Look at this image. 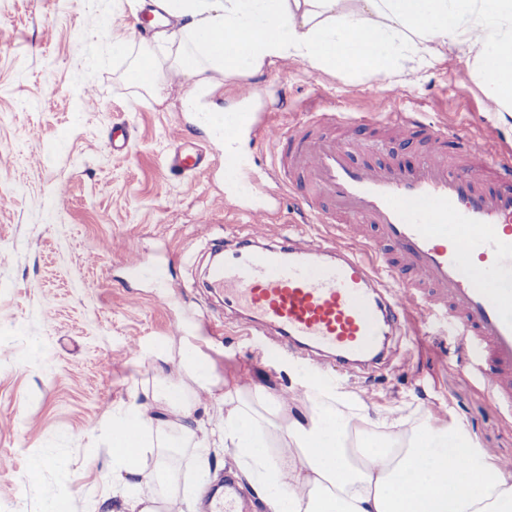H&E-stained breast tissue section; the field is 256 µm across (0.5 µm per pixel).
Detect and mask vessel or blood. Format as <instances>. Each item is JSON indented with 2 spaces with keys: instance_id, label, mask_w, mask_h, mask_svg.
Here are the masks:
<instances>
[{
  "instance_id": "obj_1",
  "label": "vessel or blood",
  "mask_w": 512,
  "mask_h": 512,
  "mask_svg": "<svg viewBox=\"0 0 512 512\" xmlns=\"http://www.w3.org/2000/svg\"><path fill=\"white\" fill-rule=\"evenodd\" d=\"M340 126L417 133L427 150L410 169L374 164L365 141L337 136ZM264 135L279 147L264 194L300 188L304 221L333 233L278 239L266 230L268 207L250 210L258 244L212 272L239 328L267 326L359 365L382 358L380 337L400 333L407 316L444 313L512 423V149L473 135L449 142L447 127L396 111L387 94L364 111L311 112Z\"/></svg>"
}]
</instances>
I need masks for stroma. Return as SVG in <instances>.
I'll return each instance as SVG.
<instances>
[{
  "label": "stroma",
  "mask_w": 512,
  "mask_h": 512,
  "mask_svg": "<svg viewBox=\"0 0 512 512\" xmlns=\"http://www.w3.org/2000/svg\"><path fill=\"white\" fill-rule=\"evenodd\" d=\"M118 41L127 51L116 56ZM174 51L131 0H0V512H40L27 471L47 451L68 461L71 512H97L112 492L104 432L113 408L147 402L157 353L185 338L217 378L287 393L315 377L373 415L403 408L420 425L463 422L488 457L512 459V427L470 378L446 319L414 322L391 341L390 365L362 374L333 359L313 364L271 336L240 335L223 292L209 285V264L253 233L244 209L265 196L228 187L224 142L195 122L188 100L232 106L242 81L216 77L200 98L191 77L157 93L128 80L143 53L164 60ZM468 66L454 51L406 85L294 61L264 68L252 79L261 95L239 157L264 174L276 151L265 123L291 124L312 106L360 112L376 93L449 134L512 147V123L484 110ZM282 96L288 106L275 110ZM117 126L128 136L121 150L112 147ZM363 135L372 161L408 167L423 149L416 136ZM180 140L203 146V167L169 168ZM296 199L275 202L272 231L329 236L326 225L302 223ZM131 253L139 272L125 266Z\"/></svg>",
  "instance_id": "1"
}]
</instances>
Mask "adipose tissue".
I'll use <instances>...</instances> for the list:
<instances>
[{"label":"adipose tissue","mask_w":512,"mask_h":512,"mask_svg":"<svg viewBox=\"0 0 512 512\" xmlns=\"http://www.w3.org/2000/svg\"><path fill=\"white\" fill-rule=\"evenodd\" d=\"M180 21V52L161 68L148 54L129 73L159 90L164 72L250 78L298 61L320 73L381 76L396 85L453 50L471 60L496 112L512 117V0H158ZM180 381L161 375L153 413L128 404L113 410L106 465L117 481L118 512H168L171 497L144 494L165 473L147 453L191 449L196 464L177 500L202 507L215 476L210 458L224 452L270 512H512V470L489 461L462 427L408 425L399 409L371 419L349 393L306 377L305 391L325 396L312 408L276 387H221L209 358L179 347ZM216 393L220 422L193 417L196 390Z\"/></svg>","instance_id":"1"}]
</instances>
